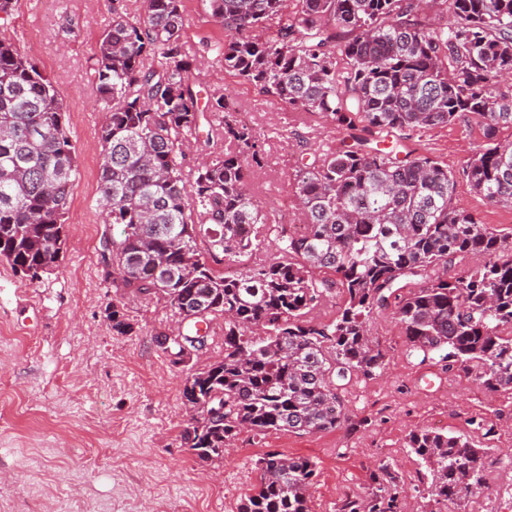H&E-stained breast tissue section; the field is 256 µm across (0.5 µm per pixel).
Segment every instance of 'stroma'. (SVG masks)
I'll return each mask as SVG.
<instances>
[{"mask_svg":"<svg viewBox=\"0 0 512 512\" xmlns=\"http://www.w3.org/2000/svg\"><path fill=\"white\" fill-rule=\"evenodd\" d=\"M142 0H13L0 39L14 43L64 94L77 174L60 266L35 284L0 260V498L15 512H72L75 503H111L112 512H239L259 479L269 449L311 458L317 477L312 512H337L343 499L366 498L373 473L387 464L398 476L402 512H512V390H488L474 374L446 369L439 354L410 349L393 308L374 312L370 334L386 355L384 370L357 375L340 396L346 420L336 430L264 438L241 433L223 460L203 461L184 436L194 408L183 396L187 376L224 356V320L210 326L207 349L183 361L157 342L188 333L156 296L112 282L101 257L106 221L99 190V133L106 112L92 94L97 41L114 11H140ZM182 50L202 97L222 94L248 113L260 137L262 166L251 189L271 224L262 245L241 257L253 266L278 254L277 234L299 216L293 204L296 162L306 149L339 147L347 132L329 117L262 94L225 72L218 56L227 34L208 0H182ZM483 141L476 120L415 135L407 148L458 173L457 203L498 232L512 233V208L488 202L460 172ZM119 309L132 324L116 334ZM464 435L487 449L486 486L461 506L434 503L431 477L407 446L410 432Z\"/></svg>","mask_w":512,"mask_h":512,"instance_id":"obj_1","label":"stroma"}]
</instances>
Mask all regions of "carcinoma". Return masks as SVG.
Listing matches in <instances>:
<instances>
[{"label":"carcinoma","mask_w":512,"mask_h":512,"mask_svg":"<svg viewBox=\"0 0 512 512\" xmlns=\"http://www.w3.org/2000/svg\"><path fill=\"white\" fill-rule=\"evenodd\" d=\"M423 2L295 0L290 11L286 0H209L211 16L232 33L224 70L365 133L302 163L295 195L305 232H281L277 261L230 275L212 264L256 250L266 227L250 193L261 149L224 97L199 107L182 53L181 0L117 12L97 42L94 86L107 110L100 193L106 223L122 225L104 244L113 283L161 296L196 325L224 318V358L192 373L183 390L191 405H205L187 433L201 460L224 457L243 431L340 427L344 382L384 367L369 316L409 277L426 280L396 302L412 351L474 368L489 390L512 389V234L458 207L448 167L396 146L480 120L484 140L463 174L476 194L512 207V141L500 139L512 129V86H501L512 75V0H439L447 19L437 24L421 21ZM66 117L55 83L0 40V258L31 282L60 265L66 246L76 175ZM220 141L231 147L215 156ZM193 148L207 161L190 182L183 167ZM474 253L488 260L468 276L431 278ZM336 289L339 316L309 319ZM408 447L429 470L435 501L458 505L486 487L488 449L467 437L418 430ZM259 465L240 512H311L309 458L268 450ZM339 512L401 509L398 494L380 486L367 499L346 498Z\"/></svg>","instance_id":"obj_1"}]
</instances>
